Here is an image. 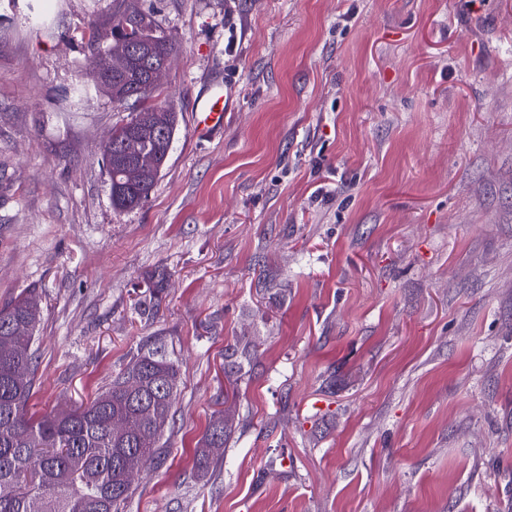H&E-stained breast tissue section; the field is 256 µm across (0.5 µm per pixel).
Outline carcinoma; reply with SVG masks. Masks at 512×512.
Listing matches in <instances>:
<instances>
[{
  "instance_id": "obj_1",
  "label": "carcinoma",
  "mask_w": 512,
  "mask_h": 512,
  "mask_svg": "<svg viewBox=\"0 0 512 512\" xmlns=\"http://www.w3.org/2000/svg\"><path fill=\"white\" fill-rule=\"evenodd\" d=\"M112 47L147 42L149 60L126 75L112 78V100L131 109L130 118L112 130V141L123 143L130 133L140 149L165 153L157 133L173 143L176 113L153 101L147 85L149 69L177 51L175 41L156 25L151 14L134 3L112 14ZM131 165L122 154L112 155V181L125 190L112 197L117 209H133L148 197L160 170L131 182ZM164 289L157 285L137 302L148 314L159 305ZM28 291L0 307V512H126L132 481L148 465H164L165 430L181 381L180 368L163 336L146 341L111 382L92 400L78 406L30 415L28 402L36 384L35 332L41 320L40 303ZM258 346L235 340L226 348L229 371L238 373L251 363ZM129 427L119 432L116 418ZM227 428L212 421L196 450L199 477L209 473L213 449L224 447Z\"/></svg>"
}]
</instances>
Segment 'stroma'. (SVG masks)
<instances>
[{"label":"stroma","instance_id":"35a3bbf8","mask_svg":"<svg viewBox=\"0 0 512 512\" xmlns=\"http://www.w3.org/2000/svg\"><path fill=\"white\" fill-rule=\"evenodd\" d=\"M117 3L0 0V305L42 298L31 409L164 336L183 386L128 512H512V0H139L178 47V130L129 211L103 166L128 112L86 39ZM214 76L232 103L201 140ZM235 336L261 345L241 376ZM213 420L202 438L200 448L196 450L195 468L200 478H205L216 456L212 448H224L227 428L221 420Z\"/></svg>","mask_w":512,"mask_h":512}]
</instances>
